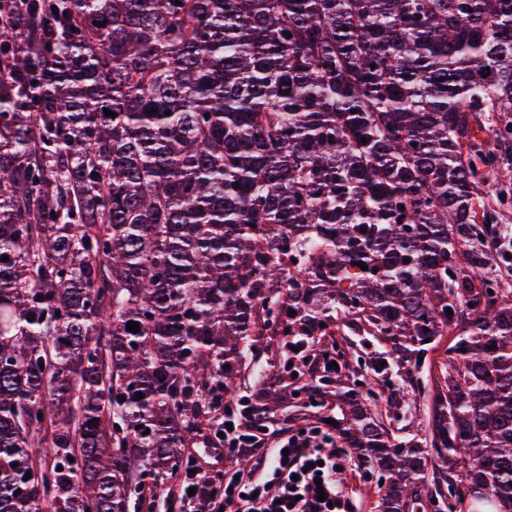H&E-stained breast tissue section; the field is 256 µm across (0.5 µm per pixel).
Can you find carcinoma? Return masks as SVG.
<instances>
[{"instance_id":"carcinoma-1","label":"carcinoma","mask_w":512,"mask_h":512,"mask_svg":"<svg viewBox=\"0 0 512 512\" xmlns=\"http://www.w3.org/2000/svg\"><path fill=\"white\" fill-rule=\"evenodd\" d=\"M493 178L512 0H0V512L143 507L261 352L376 512H512ZM305 334L338 369L292 389ZM378 475L370 473L367 466H362L355 458L349 461L343 475V490L352 499L356 512H375L372 507L378 498Z\"/></svg>"}]
</instances>
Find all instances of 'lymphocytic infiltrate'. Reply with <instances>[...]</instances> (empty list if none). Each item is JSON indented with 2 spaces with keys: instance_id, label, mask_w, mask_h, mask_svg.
<instances>
[{
  "instance_id": "f902f5d3",
  "label": "lymphocytic infiltrate",
  "mask_w": 512,
  "mask_h": 512,
  "mask_svg": "<svg viewBox=\"0 0 512 512\" xmlns=\"http://www.w3.org/2000/svg\"><path fill=\"white\" fill-rule=\"evenodd\" d=\"M226 420L224 483L210 494L199 473L188 474L179 488L188 512H353L341 489L350 450L333 427L274 429L232 413ZM245 454L253 459L251 468H236Z\"/></svg>"
}]
</instances>
